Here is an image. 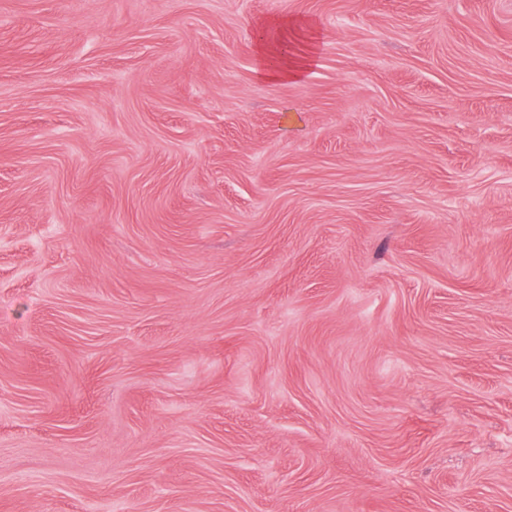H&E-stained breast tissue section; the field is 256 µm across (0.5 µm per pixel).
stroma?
Listing matches in <instances>:
<instances>
[{"instance_id": "obj_1", "label": "stroma", "mask_w": 512, "mask_h": 512, "mask_svg": "<svg viewBox=\"0 0 512 512\" xmlns=\"http://www.w3.org/2000/svg\"><path fill=\"white\" fill-rule=\"evenodd\" d=\"M0 512H512V0H0ZM259 72L261 78L268 83H277L288 79H300L304 73L305 67L283 66L278 61L266 56V49L262 46L259 51Z\"/></svg>"}]
</instances>
